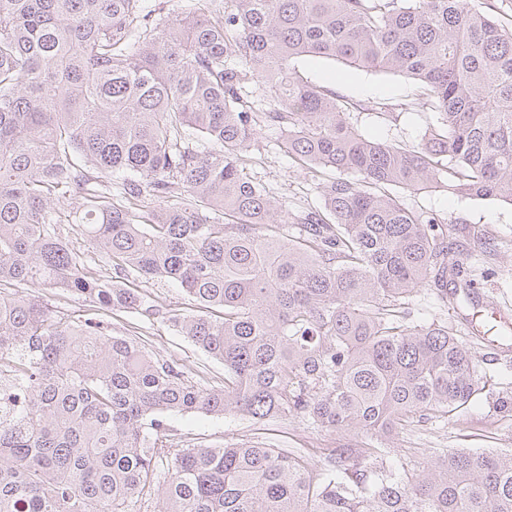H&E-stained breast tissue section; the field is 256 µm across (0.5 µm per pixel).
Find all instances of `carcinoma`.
<instances>
[{"label":"carcinoma","mask_w":512,"mask_h":512,"mask_svg":"<svg viewBox=\"0 0 512 512\" xmlns=\"http://www.w3.org/2000/svg\"><path fill=\"white\" fill-rule=\"evenodd\" d=\"M0 0V512H512V450L439 448L384 466L387 440L478 391L435 286L460 306L455 226L399 191L512 205V30L471 0ZM399 73L434 116L415 146L359 133L294 61ZM260 84L265 98L254 97ZM317 174L294 210L251 179L262 131ZM77 202L65 208L64 199ZM77 224L114 274L71 245ZM178 285L173 330L224 366L190 376L145 341L57 314L39 279L105 310L159 314L117 280ZM292 416L360 432L304 454L191 443L166 416ZM191 0H143L142 7L146 11H151L152 16L161 12L162 16H173L177 13L188 11L193 7ZM162 8L160 11L159 9Z\"/></svg>","instance_id":"obj_1"}]
</instances>
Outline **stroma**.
<instances>
[{
	"label": "stroma",
	"mask_w": 512,
	"mask_h": 512,
	"mask_svg": "<svg viewBox=\"0 0 512 512\" xmlns=\"http://www.w3.org/2000/svg\"><path fill=\"white\" fill-rule=\"evenodd\" d=\"M295 67L311 83L335 90L351 103L355 126L370 139L411 145L420 141L432 121L431 113L416 104L415 83L399 74L361 70L321 57L298 59ZM372 102L392 112V119L370 111ZM274 139V132H263L252 152L250 175L266 186L276 201L290 208L316 206L319 197L311 173L284 156ZM405 200L411 208L436 214L442 223L458 225L456 257L463 278L482 286V307L512 305V205L445 192H409ZM133 283L156 301L161 316L147 319L129 312L104 311L65 290L45 289L37 280L28 282L25 290L42 297L61 314L100 319L110 325L113 335L144 339L155 354L178 361L187 373L204 368L214 381H221L223 365L180 336L163 317L171 309L191 312L194 302L163 279L137 277ZM411 316L418 323L446 319L455 336L466 341L478 362L480 392L457 417L436 424L424 422L413 431L393 435L389 462L410 468L431 459L438 448L512 449V358L494 359L481 343L469 339L457 310L441 309L431 291H422L417 297ZM170 421L184 439L195 443L224 445L259 437L277 448L304 449L315 472L325 466L323 449L353 448L359 441L355 432L317 428L297 418L273 417L258 424L236 414H179Z\"/></svg>",
	"instance_id": "1"
}]
</instances>
